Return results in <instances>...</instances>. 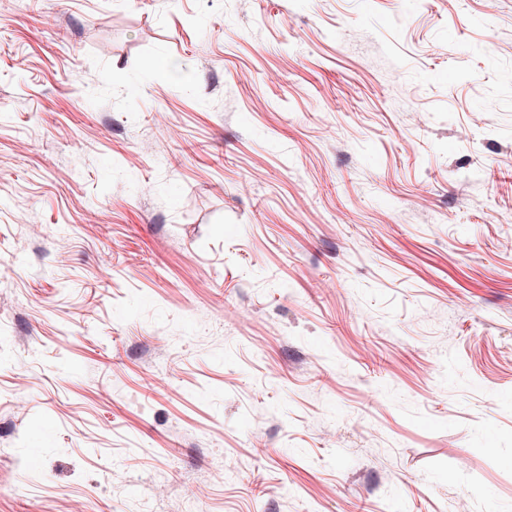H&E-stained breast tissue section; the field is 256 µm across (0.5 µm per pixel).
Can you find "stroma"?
Wrapping results in <instances>:
<instances>
[{
	"label": "stroma",
	"instance_id": "stroma-1",
	"mask_svg": "<svg viewBox=\"0 0 512 512\" xmlns=\"http://www.w3.org/2000/svg\"><path fill=\"white\" fill-rule=\"evenodd\" d=\"M0 512H512V0H0Z\"/></svg>",
	"mask_w": 512,
	"mask_h": 512
}]
</instances>
